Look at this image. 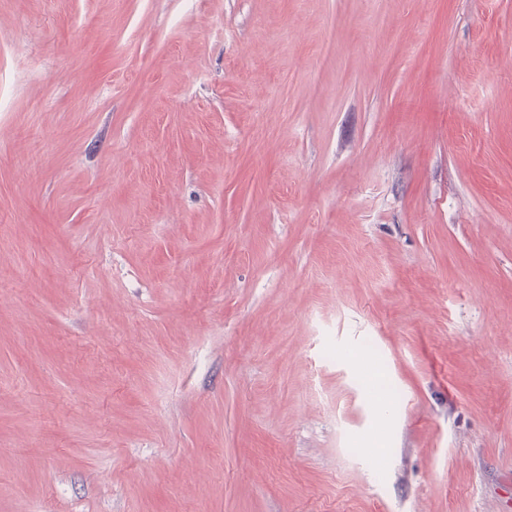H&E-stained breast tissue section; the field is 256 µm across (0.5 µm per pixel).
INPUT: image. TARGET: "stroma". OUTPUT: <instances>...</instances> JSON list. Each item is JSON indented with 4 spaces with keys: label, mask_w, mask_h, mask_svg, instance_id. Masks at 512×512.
<instances>
[{
    "label": "stroma",
    "mask_w": 512,
    "mask_h": 512,
    "mask_svg": "<svg viewBox=\"0 0 512 512\" xmlns=\"http://www.w3.org/2000/svg\"><path fill=\"white\" fill-rule=\"evenodd\" d=\"M0 86V512L512 503V0H0Z\"/></svg>",
    "instance_id": "stroma-1"
}]
</instances>
